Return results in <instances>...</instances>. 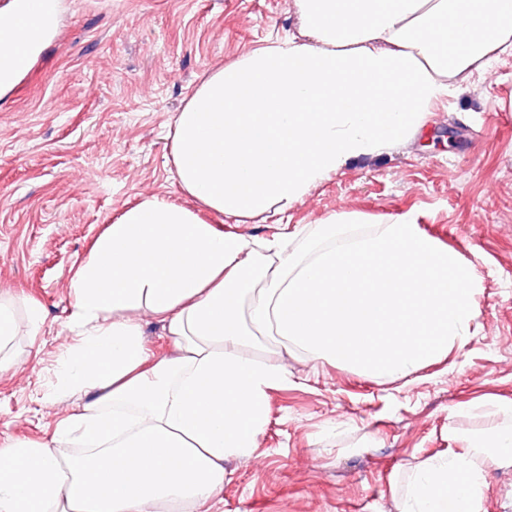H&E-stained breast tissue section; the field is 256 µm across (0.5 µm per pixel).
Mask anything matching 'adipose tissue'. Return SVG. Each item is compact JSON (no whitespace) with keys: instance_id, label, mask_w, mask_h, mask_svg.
I'll return each mask as SVG.
<instances>
[{"instance_id":"ef3b65f1","label":"adipose tissue","mask_w":512,"mask_h":512,"mask_svg":"<svg viewBox=\"0 0 512 512\" xmlns=\"http://www.w3.org/2000/svg\"><path fill=\"white\" fill-rule=\"evenodd\" d=\"M305 38L214 72L172 134L181 189L220 214L288 209L349 161L412 137L460 80L512 51V0H293ZM73 336L49 398L77 400L51 442H0V512H198L224 465L254 453L285 367L260 339L375 377L466 343L475 271L402 217L368 236L329 221L271 238L224 234L153 197L125 210L71 280ZM176 348L151 355L141 314ZM38 302L0 298V371ZM512 467V429L420 460L396 512H486L482 474Z\"/></svg>"}]
</instances>
